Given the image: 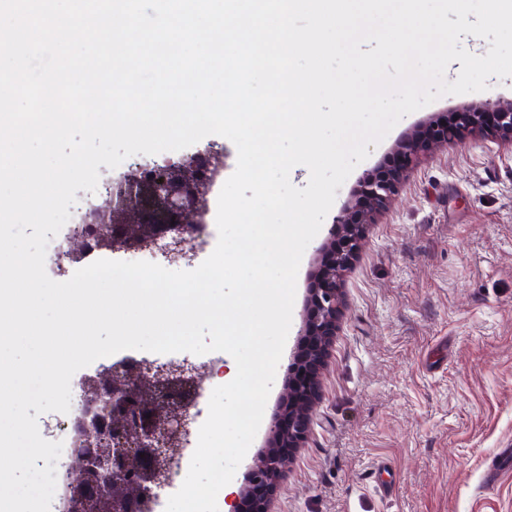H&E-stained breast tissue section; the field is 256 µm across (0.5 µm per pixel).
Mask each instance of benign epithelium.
Masks as SVG:
<instances>
[{"instance_id":"1","label":"benign epithelium","mask_w":512,"mask_h":512,"mask_svg":"<svg viewBox=\"0 0 512 512\" xmlns=\"http://www.w3.org/2000/svg\"><path fill=\"white\" fill-rule=\"evenodd\" d=\"M461 125L448 127L427 119L435 143L465 142L469 136H495L512 144V100H485L464 107ZM422 149L416 131L399 140L393 152L406 157ZM406 178L400 167L376 177L344 205L318 252L337 251L330 266L320 265L313 277L301 329L307 341L304 381H288L283 404L288 423L273 417L265 450L244 474L231 512H242L241 498L259 486L273 491L287 474L285 448L302 447L309 431L308 406L316 374L336 335L342 272L359 248L364 226L374 221ZM224 179V149L165 159L149 169L134 161L116 181L104 176L106 191L84 209L82 223L96 229L88 238L78 231L62 260L79 263L88 249L150 251L167 262L187 258V243L200 241V224L210 210L213 186ZM199 366L188 361L135 367L115 363L91 381L77 419L79 451L63 475L70 489L71 512H149L155 490L177 474V462L189 433L190 402L181 391L194 380Z\"/></svg>"}]
</instances>
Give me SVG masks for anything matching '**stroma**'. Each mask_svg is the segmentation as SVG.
<instances>
[{
  "mask_svg": "<svg viewBox=\"0 0 512 512\" xmlns=\"http://www.w3.org/2000/svg\"><path fill=\"white\" fill-rule=\"evenodd\" d=\"M489 93L446 95L369 146L337 191L338 216L363 180L429 116ZM320 229L297 275L292 322L262 423L225 493L261 451L305 345L301 327ZM338 329L318 373L303 448L273 512H512V145L492 136L430 146L368 225L344 272Z\"/></svg>",
  "mask_w": 512,
  "mask_h": 512,
  "instance_id": "35a3bbf8",
  "label": "stroma"
}]
</instances>
